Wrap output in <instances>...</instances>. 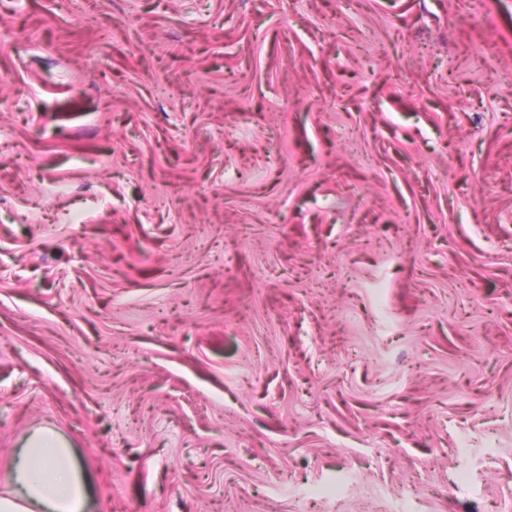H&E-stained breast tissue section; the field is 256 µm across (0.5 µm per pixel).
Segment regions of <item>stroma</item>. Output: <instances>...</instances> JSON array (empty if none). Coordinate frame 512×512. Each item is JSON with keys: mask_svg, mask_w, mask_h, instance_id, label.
<instances>
[{"mask_svg": "<svg viewBox=\"0 0 512 512\" xmlns=\"http://www.w3.org/2000/svg\"><path fill=\"white\" fill-rule=\"evenodd\" d=\"M44 425L96 512H512V0H0V490Z\"/></svg>", "mask_w": 512, "mask_h": 512, "instance_id": "stroma-1", "label": "stroma"}]
</instances>
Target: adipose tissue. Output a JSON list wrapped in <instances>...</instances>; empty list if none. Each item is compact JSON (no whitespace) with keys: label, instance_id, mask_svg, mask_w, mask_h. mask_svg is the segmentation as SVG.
<instances>
[{"label":"adipose tissue","instance_id":"obj_1","mask_svg":"<svg viewBox=\"0 0 512 512\" xmlns=\"http://www.w3.org/2000/svg\"><path fill=\"white\" fill-rule=\"evenodd\" d=\"M11 473V489L0 496V512H89L85 480L69 443L55 430L35 432Z\"/></svg>","mask_w":512,"mask_h":512}]
</instances>
